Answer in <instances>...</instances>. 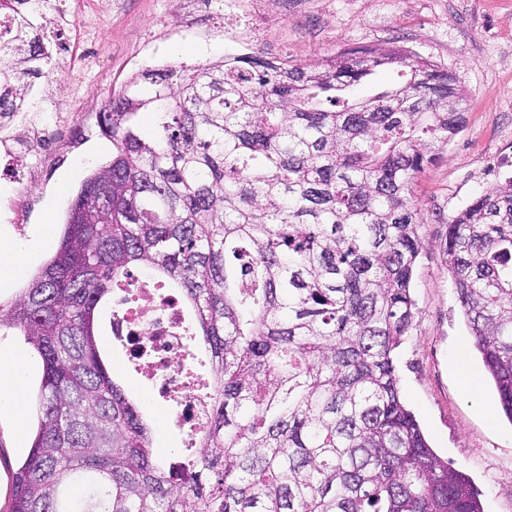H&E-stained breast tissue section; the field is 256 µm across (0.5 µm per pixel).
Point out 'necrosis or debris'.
I'll return each instance as SVG.
<instances>
[{
  "label": "necrosis or debris",
  "mask_w": 512,
  "mask_h": 512,
  "mask_svg": "<svg viewBox=\"0 0 512 512\" xmlns=\"http://www.w3.org/2000/svg\"><path fill=\"white\" fill-rule=\"evenodd\" d=\"M224 36L240 51L259 40L260 32L242 0H225ZM183 323L178 297L141 288L133 304L114 313L112 335L121 342L127 359L137 362L151 380L153 394L175 404L178 417L193 430L209 418L213 395L198 389L197 378L184 360Z\"/></svg>",
  "instance_id": "1"
}]
</instances>
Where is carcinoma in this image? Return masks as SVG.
Wrapping results in <instances>:
<instances>
[{"label": "carcinoma", "instance_id": "cac0c4a2", "mask_svg": "<svg viewBox=\"0 0 512 512\" xmlns=\"http://www.w3.org/2000/svg\"><path fill=\"white\" fill-rule=\"evenodd\" d=\"M51 3L0 0V132L41 110L34 81L59 69ZM383 70L392 84L359 94ZM467 101L403 46L147 69L113 93L97 115L112 159L82 182L50 260L0 304V329L23 332L43 366L9 512H483L404 403L393 359L416 315L412 184L465 128ZM445 253L512 422V177L448 221ZM133 267L192 310L184 332L214 380L201 453L167 467L96 340L99 306Z\"/></svg>", "mask_w": 512, "mask_h": 512}]
</instances>
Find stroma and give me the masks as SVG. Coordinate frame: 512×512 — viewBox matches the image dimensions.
Returning a JSON list of instances; mask_svg holds the SVG:
<instances>
[{
	"label": "stroma",
	"mask_w": 512,
	"mask_h": 512,
	"mask_svg": "<svg viewBox=\"0 0 512 512\" xmlns=\"http://www.w3.org/2000/svg\"><path fill=\"white\" fill-rule=\"evenodd\" d=\"M87 36L75 42L90 64L61 66L35 82L46 101L74 98L72 112H27L20 125L48 129L35 152L19 136L0 134V239L25 242L21 275L0 281L9 304L53 255L43 232L59 238L84 178L112 157L97 125L103 104L131 77L155 65L206 64L229 50L224 18L206 0H85ZM256 23L269 37L257 51L306 65L349 46L400 45L452 71L468 96V121L439 159L417 174L413 196L424 213L415 275L414 326L395 352L401 395L434 450L465 472L484 512H512V421L497 406L494 385L474 350L444 252L448 221L474 196L512 175V0H266ZM98 344L127 392L148 397L146 378L112 347L107 326ZM479 377V395L465 394L456 356ZM492 403V415L477 399ZM152 458H185L186 432L175 410L150 402Z\"/></svg>",
	"instance_id": "1"
}]
</instances>
